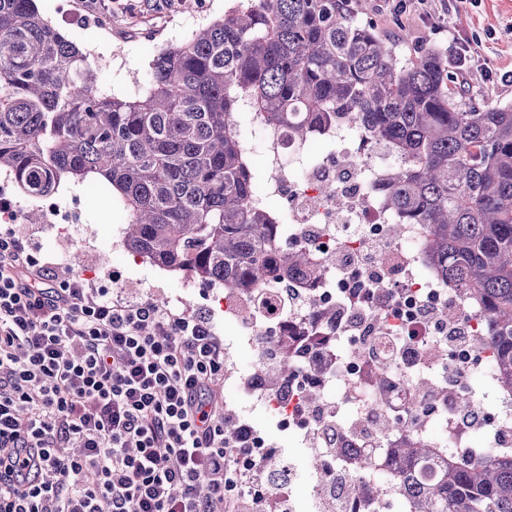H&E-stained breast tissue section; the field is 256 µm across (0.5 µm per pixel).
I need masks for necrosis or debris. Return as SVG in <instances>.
<instances>
[{
	"label": "necrosis or debris",
	"instance_id": "1",
	"mask_svg": "<svg viewBox=\"0 0 512 512\" xmlns=\"http://www.w3.org/2000/svg\"><path fill=\"white\" fill-rule=\"evenodd\" d=\"M263 148L265 179L259 197L282 199L287 209L276 227L284 246L305 245L325 260L310 286L282 291L269 282L258 290L224 298V321L251 352L242 363L233 342L224 344V420L251 431L244 468L229 464L224 473L225 512H241L248 490L260 488L251 512H320L325 498L336 512H389L402 506L392 461L396 441L380 425L397 418L409 436L431 447L473 451L512 447V395L492 378V353L471 345L482 311L450 288L428 261L425 230L407 224L399 237L389 227L394 216L379 189L399 163L382 143H365L353 126L315 136L301 144L259 125L253 130ZM387 315V334L374 328ZM306 340L310 350L292 378L270 386L256 377L255 363L277 364L283 336ZM428 378L430 399H418L414 386ZM316 391L320 412H304L301 393ZM467 392L476 403L459 414L455 395ZM267 413L285 409L288 428L322 460L306 499L296 495V478L281 448L272 443L243 406ZM344 456L331 455V448ZM379 480V500L352 497L346 481L358 471Z\"/></svg>",
	"mask_w": 512,
	"mask_h": 512
}]
</instances>
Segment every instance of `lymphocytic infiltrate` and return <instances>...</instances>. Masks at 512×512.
<instances>
[{"instance_id": "1", "label": "lymphocytic infiltrate", "mask_w": 512, "mask_h": 512, "mask_svg": "<svg viewBox=\"0 0 512 512\" xmlns=\"http://www.w3.org/2000/svg\"><path fill=\"white\" fill-rule=\"evenodd\" d=\"M223 374L205 317L61 279L0 233V512H213Z\"/></svg>"}]
</instances>
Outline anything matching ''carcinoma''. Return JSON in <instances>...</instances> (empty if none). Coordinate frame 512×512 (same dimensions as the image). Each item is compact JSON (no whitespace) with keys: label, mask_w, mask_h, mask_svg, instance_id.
I'll list each match as a JSON object with an SVG mask.
<instances>
[{"label":"carcinoma","mask_w":512,"mask_h":512,"mask_svg":"<svg viewBox=\"0 0 512 512\" xmlns=\"http://www.w3.org/2000/svg\"><path fill=\"white\" fill-rule=\"evenodd\" d=\"M146 83L105 93L85 48L36 0H0V171L33 197L102 182L131 253L234 294L323 269L278 244L242 125L256 117L299 141L353 123L404 159L385 202L426 225L428 260L481 308L473 345L492 351L512 393V104L466 94L435 47L401 58L344 0H234L159 52ZM400 453L408 512H512V449L472 458L411 438ZM348 490L383 494L356 477Z\"/></svg>","instance_id":"1"}]
</instances>
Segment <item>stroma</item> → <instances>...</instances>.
I'll return each instance as SVG.
<instances>
[{"mask_svg":"<svg viewBox=\"0 0 512 512\" xmlns=\"http://www.w3.org/2000/svg\"><path fill=\"white\" fill-rule=\"evenodd\" d=\"M233 0H173L158 10L144 4L128 12H116L111 21L85 22L81 0H39L38 5L61 30L76 29L78 41L88 49L112 47L111 70L98 73L101 87L123 93L145 79L155 52L187 37L199 24L223 15ZM381 0H358V20L373 23L385 35L401 42L404 56L415 57L421 46L444 51L455 41L478 46V69L469 80L472 94L491 104L512 103V84L502 81L512 71V0H461L441 18L417 12L395 17L380 7ZM492 73L485 81L481 72ZM112 205L104 200L82 202L73 224H19L16 232L31 234L41 256L60 263L64 277H79L95 287L129 297H150L180 312L202 314L216 331L224 329V293L176 272L151 266L129 253L115 240L116 220Z\"/></svg>","mask_w":512,"mask_h":512,"instance_id":"obj_1","label":"stroma"}]
</instances>
